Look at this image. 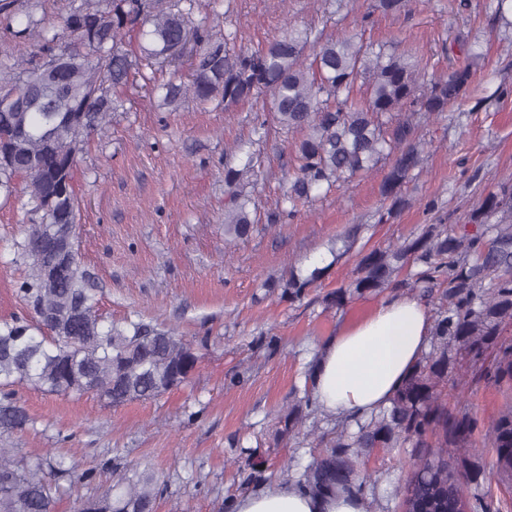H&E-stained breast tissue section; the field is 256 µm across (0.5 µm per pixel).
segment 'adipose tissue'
<instances>
[{"mask_svg":"<svg viewBox=\"0 0 512 512\" xmlns=\"http://www.w3.org/2000/svg\"><path fill=\"white\" fill-rule=\"evenodd\" d=\"M433 318L410 295L391 294L362 317L345 322L320 350L310 396L323 414L346 419L388 406L428 350ZM233 512H372L363 495L302 492L290 483L235 499Z\"/></svg>","mask_w":512,"mask_h":512,"instance_id":"adipose-tissue-1","label":"adipose tissue"}]
</instances>
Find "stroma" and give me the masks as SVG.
I'll list each match as a JSON object with an SVG mask.
<instances>
[{"label": "stroma", "instance_id": "1", "mask_svg": "<svg viewBox=\"0 0 512 512\" xmlns=\"http://www.w3.org/2000/svg\"><path fill=\"white\" fill-rule=\"evenodd\" d=\"M491 0H409L396 13L376 0H200V15H217L248 52L306 26L340 40L359 33L374 45H397L446 73L458 60L456 36L484 53L453 119L430 120L417 132L422 164L392 207L381 194L391 162L332 189L293 219L279 217L298 135L272 119L261 94L221 108L187 99L159 107L150 87L134 81L121 94L110 124L91 135L78 156L74 187L81 206L78 251L100 290L104 321L159 324L183 336L198 358L181 386L146 401L113 407L99 396L51 395L16 386L31 418L0 446L27 457L61 458L52 471L61 498L54 512L109 491L130 467L160 477L156 512H225L238 495L288 481L313 459L301 439L282 437L279 417L303 396L306 372L319 349L347 321L378 304L354 298L341 311L327 294L357 275L358 258L330 249L349 225H363L368 247L403 242L426 224H462L477 199L512 180V42L492 32ZM264 127L248 184L258 205L259 233L224 241V165ZM22 193L0 194V320L26 316L17 293L25 265L16 245L26 216ZM391 211L387 222L379 214ZM322 268L317 283L288 300L277 283L289 273ZM471 394L475 453L449 455L454 469L477 473L467 512H512V486L483 447L489 418L512 392L478 368L458 370ZM410 448L380 450L364 466L377 482L374 512H398L395 486L409 475ZM94 469L87 484L72 470Z\"/></svg>", "mask_w": 512, "mask_h": 512}]
</instances>
